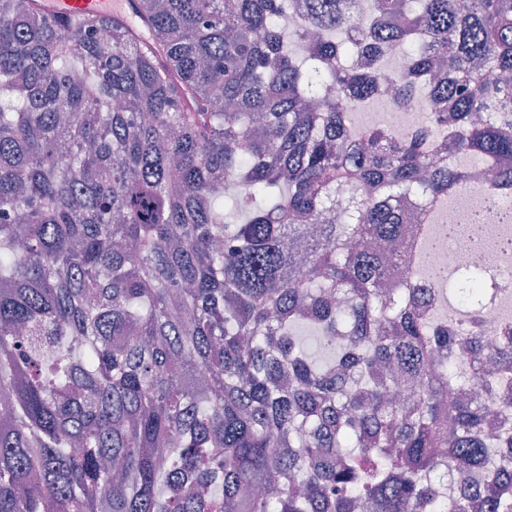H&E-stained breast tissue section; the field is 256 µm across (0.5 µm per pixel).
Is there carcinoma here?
Here are the masks:
<instances>
[{
	"instance_id": "cac0c4a2",
	"label": "carcinoma",
	"mask_w": 512,
	"mask_h": 512,
	"mask_svg": "<svg viewBox=\"0 0 512 512\" xmlns=\"http://www.w3.org/2000/svg\"><path fill=\"white\" fill-rule=\"evenodd\" d=\"M350 2L0 0V512H512V368L476 371L512 336L460 352L421 281L379 288L396 202L465 188L438 153L499 165L468 228L512 195V0ZM394 51L424 130L352 122ZM37 9L50 17H67L76 13H93L119 18L133 24L134 14L130 9V1L112 0H36Z\"/></svg>"
}]
</instances>
